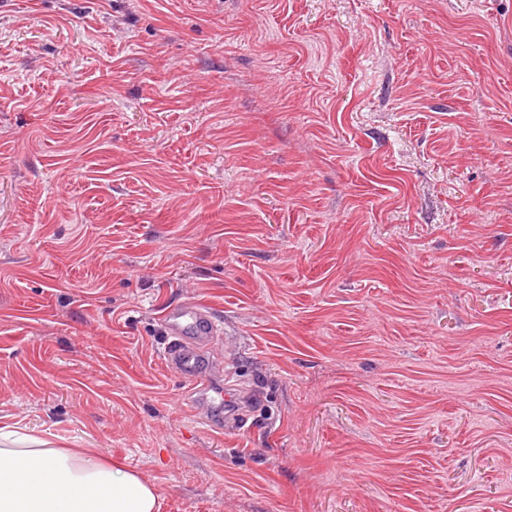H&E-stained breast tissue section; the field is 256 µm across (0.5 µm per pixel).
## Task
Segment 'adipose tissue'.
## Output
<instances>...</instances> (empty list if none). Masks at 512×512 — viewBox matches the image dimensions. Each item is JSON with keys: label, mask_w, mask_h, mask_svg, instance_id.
I'll return each instance as SVG.
<instances>
[{"label": "adipose tissue", "mask_w": 512, "mask_h": 512, "mask_svg": "<svg viewBox=\"0 0 512 512\" xmlns=\"http://www.w3.org/2000/svg\"><path fill=\"white\" fill-rule=\"evenodd\" d=\"M156 487L86 448L0 428V512H158Z\"/></svg>", "instance_id": "1"}]
</instances>
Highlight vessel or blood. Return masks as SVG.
Masks as SVG:
<instances>
[{
	"label": "vessel or blood",
	"instance_id": "vessel-or-blood-1",
	"mask_svg": "<svg viewBox=\"0 0 512 512\" xmlns=\"http://www.w3.org/2000/svg\"><path fill=\"white\" fill-rule=\"evenodd\" d=\"M161 319L165 326V365L190 380L194 392L229 406L237 403L238 396L233 390L211 387L200 373L201 364L213 360V349L221 340L222 326L217 315L205 304L189 300L164 309Z\"/></svg>",
	"mask_w": 512,
	"mask_h": 512
}]
</instances>
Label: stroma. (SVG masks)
I'll return each instance as SVG.
<instances>
[{"label":"stroma","mask_w":512,"mask_h":512,"mask_svg":"<svg viewBox=\"0 0 512 512\" xmlns=\"http://www.w3.org/2000/svg\"><path fill=\"white\" fill-rule=\"evenodd\" d=\"M5 425L161 512H512V0H0ZM161 320L166 335L162 348L165 365L190 380L194 393L204 392L206 398L224 401L226 406L237 403L233 390L213 388L200 374V365L214 360L213 349L223 334L217 315L205 304L188 300L179 307L164 309Z\"/></svg>","instance_id":"1"}]
</instances>
